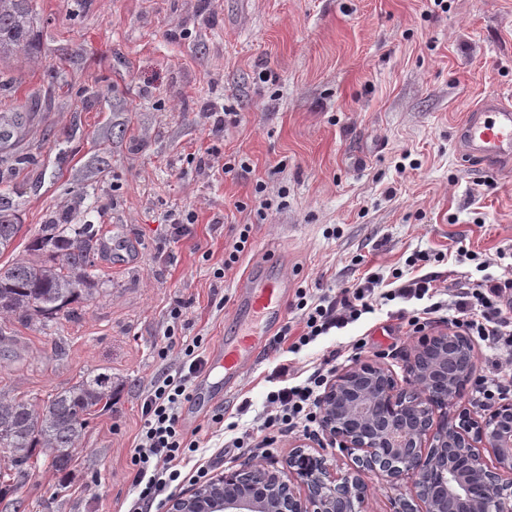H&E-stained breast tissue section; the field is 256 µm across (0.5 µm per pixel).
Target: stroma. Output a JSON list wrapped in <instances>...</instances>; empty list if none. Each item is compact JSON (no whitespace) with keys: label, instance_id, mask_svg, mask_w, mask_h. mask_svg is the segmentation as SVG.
<instances>
[{"label":"stroma","instance_id":"stroma-1","mask_svg":"<svg viewBox=\"0 0 512 512\" xmlns=\"http://www.w3.org/2000/svg\"><path fill=\"white\" fill-rule=\"evenodd\" d=\"M30 54L0 62L15 91L10 112L38 103L23 141L28 159L0 168V193L21 230L0 264L23 255L43 224H90L105 248L100 292L54 319L12 321L0 343V393L43 405L88 372L112 376L71 464L38 459L0 486V512H124L134 497L130 451L141 399L178 355L169 337L212 351L238 328L246 273L330 294L373 274L431 276L428 333L451 331L454 289L490 273L512 277V167L488 169L463 152L457 130L484 98L512 102V0H34ZM214 112L235 122L213 128ZM220 165L206 166L208 153ZM233 166L224 172L223 163ZM272 207L257 216L256 183ZM194 212L170 239L172 212ZM221 218L224 230L211 229ZM252 225L232 269L224 250ZM444 261H436V254ZM422 262L409 265V258ZM223 278H215L217 268ZM181 307L180 320L170 312ZM420 300L374 311L316 337L288 359L298 375L327 355L336 371L384 363L399 386L418 344L404 317ZM368 345L353 354L351 342ZM278 354L247 363L240 383L178 412L198 430L210 475L247 465L283 468L307 444L348 468L350 455L315 427L240 452L213 425L217 409L259 433L266 375ZM251 408L237 415L242 400Z\"/></svg>","mask_w":512,"mask_h":512}]
</instances>
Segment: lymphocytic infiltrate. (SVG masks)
I'll return each mask as SVG.
<instances>
[{
	"label": "lymphocytic infiltrate",
	"mask_w": 512,
	"mask_h": 512,
	"mask_svg": "<svg viewBox=\"0 0 512 512\" xmlns=\"http://www.w3.org/2000/svg\"><path fill=\"white\" fill-rule=\"evenodd\" d=\"M379 284V279L371 276L354 288L342 289L337 298L315 297L309 289H298L296 307L301 311L303 332L293 339L289 328H282L271 342L273 349L286 344L300 349L330 329L345 327L372 312L377 299H420L435 290L432 278L427 276L402 282L383 293L378 290ZM454 310L452 324L460 334L477 337L496 356L498 364L512 371V287L494 277L484 278L456 294ZM201 345L198 338L188 344L168 342V349L178 350L181 362L176 369L163 372L143 398L144 425L130 459L131 485L137 492L132 512H161L169 490L184 482L208 480L205 467L189 465L199 441L186 431L178 414L181 403L192 397L195 379L207 368ZM329 376V368L322 363L297 384L291 366L278 364L268 376L276 388L267 395L269 410L263 429L280 434L316 423L320 417L319 393L327 386Z\"/></svg>",
	"instance_id": "obj_1"
}]
</instances>
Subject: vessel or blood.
Returning a JSON list of instances; mask_svg holds the SVG:
<instances>
[{
    "label": "vessel or blood",
    "mask_w": 512,
    "mask_h": 512,
    "mask_svg": "<svg viewBox=\"0 0 512 512\" xmlns=\"http://www.w3.org/2000/svg\"><path fill=\"white\" fill-rule=\"evenodd\" d=\"M459 136L472 158L491 166L511 165L512 106L497 97L485 98L460 126ZM238 294L245 301L250 316L262 318L269 325L279 322L286 309V292L278 277L260 280L246 275L238 284ZM266 343V337L239 330L232 341L213 350L209 356L210 370H223V378L213 383L201 378L200 386L212 383L220 390L235 386L242 364L254 358Z\"/></svg>",
    "instance_id": "vessel-or-blood-1"
}]
</instances>
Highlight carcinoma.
<instances>
[{
    "label": "carcinoma",
    "mask_w": 512,
    "mask_h": 512,
    "mask_svg": "<svg viewBox=\"0 0 512 512\" xmlns=\"http://www.w3.org/2000/svg\"><path fill=\"white\" fill-rule=\"evenodd\" d=\"M31 0H0V59L32 47ZM29 112L0 113V165L12 171L25 161L10 147ZM18 209L0 195V252L19 234ZM98 238L90 224H42L26 256L0 266V324L18 318L52 319L80 297L97 291L95 254ZM112 396V377L89 374L57 392L44 406L0 394V455L10 463L0 473L7 482L23 478L40 452L54 468L72 460L97 407Z\"/></svg>",
    "instance_id": "carcinoma-1"
}]
</instances>
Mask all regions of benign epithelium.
<instances>
[{
	"label": "benign epithelium",
	"mask_w": 512,
	"mask_h": 512,
	"mask_svg": "<svg viewBox=\"0 0 512 512\" xmlns=\"http://www.w3.org/2000/svg\"><path fill=\"white\" fill-rule=\"evenodd\" d=\"M447 351L448 334L424 337L404 388L377 363L336 376L320 399V425L352 455L348 469L297 448L281 471L251 465L220 475L173 496L166 512H363L370 476L397 491L395 512H512V404L448 419L459 394L431 388L450 380Z\"/></svg>",
	"instance_id": "7a95c632"
}]
</instances>
